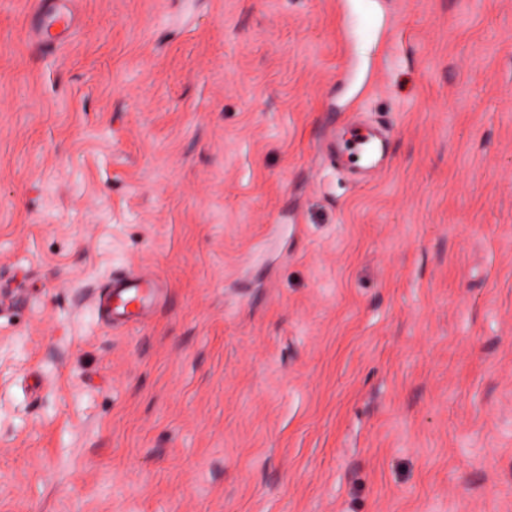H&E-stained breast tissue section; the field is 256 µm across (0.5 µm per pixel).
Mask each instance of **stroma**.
Returning a JSON list of instances; mask_svg holds the SVG:
<instances>
[{
  "label": "stroma",
  "mask_w": 512,
  "mask_h": 512,
  "mask_svg": "<svg viewBox=\"0 0 512 512\" xmlns=\"http://www.w3.org/2000/svg\"><path fill=\"white\" fill-rule=\"evenodd\" d=\"M38 5L0 0V512H512V0H73L50 46ZM128 270L162 297L115 329ZM387 140L386 129L362 123L348 131V137H344L339 144V151L347 158L351 170H376L384 166Z\"/></svg>",
  "instance_id": "stroma-1"
}]
</instances>
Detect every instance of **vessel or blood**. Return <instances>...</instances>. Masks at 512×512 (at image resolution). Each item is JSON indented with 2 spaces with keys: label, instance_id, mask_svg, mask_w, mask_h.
<instances>
[{
  "label": "vessel or blood",
  "instance_id": "obj_1",
  "mask_svg": "<svg viewBox=\"0 0 512 512\" xmlns=\"http://www.w3.org/2000/svg\"><path fill=\"white\" fill-rule=\"evenodd\" d=\"M64 0H41V8L31 21L30 34L37 41L49 44L63 40L73 27L71 14L63 7ZM386 129L362 123L352 127L339 144L348 166L354 171L381 168L384 161ZM159 301V286L150 278L125 275L112 280L99 295V306L110 322L136 324L154 310Z\"/></svg>",
  "mask_w": 512,
  "mask_h": 512
}]
</instances>
